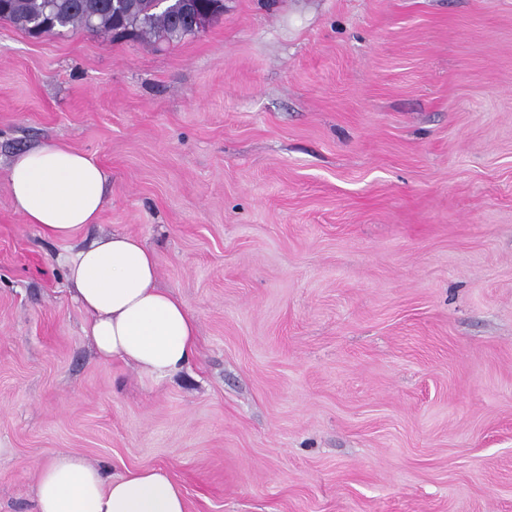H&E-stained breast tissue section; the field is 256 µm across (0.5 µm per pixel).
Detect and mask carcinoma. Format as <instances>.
<instances>
[{
    "instance_id": "1",
    "label": "carcinoma",
    "mask_w": 512,
    "mask_h": 512,
    "mask_svg": "<svg viewBox=\"0 0 512 512\" xmlns=\"http://www.w3.org/2000/svg\"><path fill=\"white\" fill-rule=\"evenodd\" d=\"M209 12L216 19L224 13V0H0V20L39 36L84 29L110 34H159L179 41L192 31L183 20L190 12Z\"/></svg>"
}]
</instances>
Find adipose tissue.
Returning a JSON list of instances; mask_svg holds the SVG:
<instances>
[{"label":"adipose tissue","instance_id":"obj_1","mask_svg":"<svg viewBox=\"0 0 512 512\" xmlns=\"http://www.w3.org/2000/svg\"><path fill=\"white\" fill-rule=\"evenodd\" d=\"M108 181L100 164L60 142L18 154L7 170L15 212L61 241L97 223ZM67 279L90 316L87 334L100 358L154 379L176 376L195 358V317L158 288L156 257L138 237L115 233L80 249L67 262ZM37 512H188V504L165 470L109 475L67 454L40 469Z\"/></svg>","mask_w":512,"mask_h":512}]
</instances>
